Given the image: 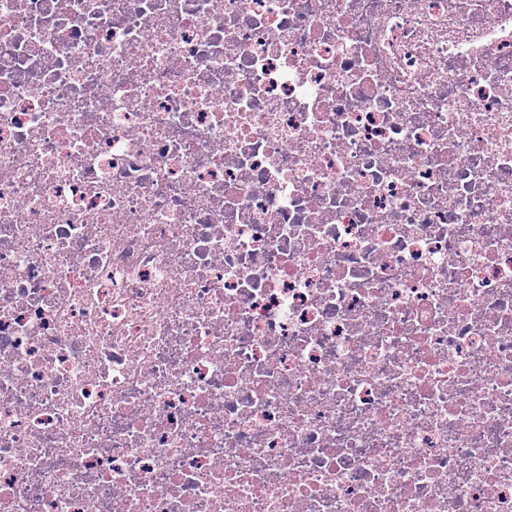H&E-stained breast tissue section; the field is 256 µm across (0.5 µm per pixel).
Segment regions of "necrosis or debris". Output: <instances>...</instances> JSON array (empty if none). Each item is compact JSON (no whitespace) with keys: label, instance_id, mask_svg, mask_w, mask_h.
Segmentation results:
<instances>
[{"label":"necrosis or debris","instance_id":"obj_1","mask_svg":"<svg viewBox=\"0 0 512 512\" xmlns=\"http://www.w3.org/2000/svg\"><path fill=\"white\" fill-rule=\"evenodd\" d=\"M0 512H512V0H0Z\"/></svg>","mask_w":512,"mask_h":512}]
</instances>
